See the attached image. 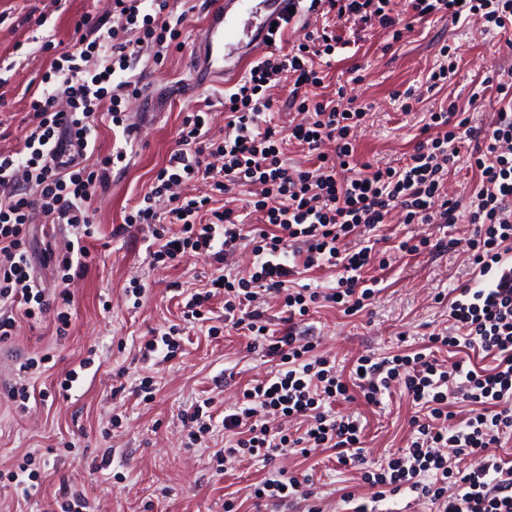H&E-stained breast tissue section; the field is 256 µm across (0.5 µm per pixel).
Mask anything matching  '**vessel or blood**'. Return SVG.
<instances>
[{"label":"vessel or blood","instance_id":"vessel-or-blood-1","mask_svg":"<svg viewBox=\"0 0 512 512\" xmlns=\"http://www.w3.org/2000/svg\"><path fill=\"white\" fill-rule=\"evenodd\" d=\"M206 28L205 65L228 74V61L244 41L261 44L262 34L288 16V0H212Z\"/></svg>","mask_w":512,"mask_h":512}]
</instances>
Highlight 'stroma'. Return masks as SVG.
Returning <instances> with one entry per match:
<instances>
[{
    "label": "stroma",
    "instance_id": "1",
    "mask_svg": "<svg viewBox=\"0 0 512 512\" xmlns=\"http://www.w3.org/2000/svg\"><path fill=\"white\" fill-rule=\"evenodd\" d=\"M118 24L112 0H0V63L10 70L0 78V150L18 148V124L33 92L41 90L40 61L31 59L45 37L68 40L74 20L83 13ZM47 15L45 26L36 17ZM207 18L196 12L187 23L185 47L170 51L162 64L142 56L138 67L150 84L147 94L128 99L126 111L138 124L129 167L112 178L108 191L94 203L97 231L91 247L100 249L96 266L70 284L74 297L72 322L66 339H57L53 314L22 323L11 342L1 346L16 363L48 355L35 392L25 411L9 399L15 370L0 376V470L11 469L33 453L43 472L40 492L19 500L13 488L0 485V512H43L62 484L84 490L94 512H224L229 494L259 481L262 462L243 461L228 474L216 473L210 453L184 445L182 413L202 396L214 398L216 415H223L239 397L246 380L267 370L261 356L248 353L238 335L210 337L187 330L183 351L172 361L145 364L139 349L152 330L180 321L177 296L208 279L210 265L200 256L185 257L179 266H150L146 244L139 238H112L114 225L123 223L148 190L156 171L176 147V133L188 112L209 107L211 133L224 135V87L203 63ZM354 58L333 62L331 83L345 85L348 96L366 106L368 116L356 134V153L364 162L399 165L419 138L423 114L430 108L456 102L465 108L473 128H486L499 108L495 91L470 103L476 85L491 65L512 71V41L484 34L482 22L460 29L447 20L413 21L398 42L376 29L358 35ZM450 46L457 69L436 95L403 111L401 92L419 86L437 66L439 50ZM363 67L362 81H353L352 64ZM383 234L398 241L427 237L443 241L440 251L405 256L383 271L384 287L370 313L345 317L334 308L321 309L313 324L320 351L349 363L358 354L386 355L401 342L421 341L429 328L448 324V310L436 302L437 293L467 283L469 224L384 225ZM147 284L150 295L141 307L125 296L132 281ZM97 347L94 364L81 388L71 397L59 395L57 384L65 371ZM152 377L153 402L144 404L133 391L138 379ZM341 412L362 414L367 420L365 448L371 458L384 459L404 447L413 410L400 389H393L380 406L362 400L342 403ZM123 426L112 429L113 415ZM75 442L84 452L81 463L64 458L65 446ZM112 449L109 469H101L105 449ZM281 466L312 471L315 478L336 486H359L358 471L336 466L334 455L314 452L309 458L291 455Z\"/></svg>",
    "mask_w": 512,
    "mask_h": 512
}]
</instances>
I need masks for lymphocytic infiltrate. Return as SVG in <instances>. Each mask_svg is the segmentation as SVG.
<instances>
[{"instance_id": "1", "label": "lymphocytic infiltrate", "mask_w": 512, "mask_h": 512, "mask_svg": "<svg viewBox=\"0 0 512 512\" xmlns=\"http://www.w3.org/2000/svg\"><path fill=\"white\" fill-rule=\"evenodd\" d=\"M391 0H292L290 7L312 28L288 53L253 62L224 97L225 131L208 136V114L188 113L177 132L178 147L156 173L149 190L113 229L142 233L151 265L172 264L189 254L209 259L213 268L204 291L183 304L187 323L207 325L212 336L224 328L242 332L248 351H262L271 368L245 385L240 400L216 419L212 399L194 403L182 414L191 429L188 447H209L217 429L229 447L214 451L216 472L245 458L262 460L269 470L253 490L257 502L278 512L291 505L301 512H323L326 503L312 475L297 476L275 464L311 449L334 451L339 465L360 472L367 493L334 489L340 512H379L391 496L414 493L434 512H512V466L495 454L512 435V89L486 76L482 88H495L504 102L475 143L468 163L478 178L470 203L448 193V175L463 141L474 129L456 104L429 110L418 141L403 165L372 166L356 156L353 134L365 107L343 91L320 94L324 77L319 61L346 53L351 42L333 22L379 27L392 40L402 36V20ZM124 28L105 26L82 15L67 44L45 40L49 54L41 82L23 119L21 146L0 151V343L11 340L19 321H40L54 310L57 338L71 325L72 279L85 274L96 256L86 244L95 228V199L112 183L125 161V148L92 154L91 138L102 117L123 136L133 124L124 96H140L145 78L137 63L144 53L162 62L170 49H182L188 11H174L170 0H113ZM406 14L424 20L449 19L468 25L481 18L489 35L512 31V0H406ZM138 30L136 38L127 33ZM289 83L284 103L272 91ZM305 119L280 124V109ZM297 144L303 162L285 153ZM223 160L212 178L208 157ZM207 179L212 193L248 187L250 199L239 208L212 207L210 195L184 193L190 182ZM400 211L406 224H474L469 242L471 283L448 294V327L427 337V349L407 348L375 357L360 355L350 372L318 350L310 320L319 308L357 316L373 304L377 277L390 259L378 231ZM64 228L63 246L46 244L44 264L52 285L38 277L29 252L30 219ZM258 223H248L249 215ZM253 255L248 270L236 271L229 259L240 248ZM224 296V314L211 318L214 293ZM479 347L492 367L463 358ZM456 354L445 364L437 351ZM401 384L420 415L412 420L405 448L374 461L363 447L360 418L340 414L336 405L361 398L379 405L392 384ZM471 407L458 418L450 397ZM475 457L470 469H456L458 457Z\"/></svg>"}]
</instances>
